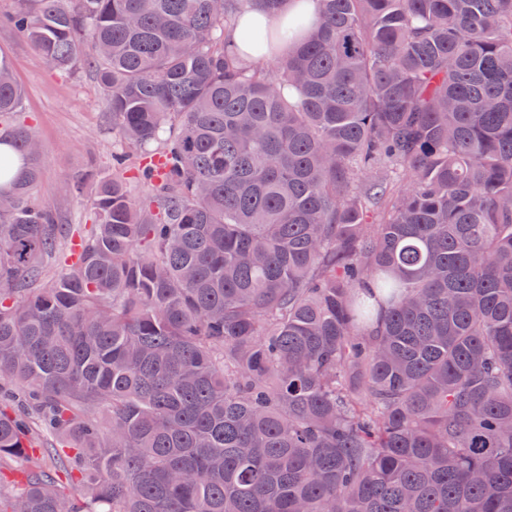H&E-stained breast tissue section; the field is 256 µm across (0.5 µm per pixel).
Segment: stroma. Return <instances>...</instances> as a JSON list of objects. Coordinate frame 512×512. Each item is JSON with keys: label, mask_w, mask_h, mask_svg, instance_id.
Returning a JSON list of instances; mask_svg holds the SVG:
<instances>
[{"label": "stroma", "mask_w": 512, "mask_h": 512, "mask_svg": "<svg viewBox=\"0 0 512 512\" xmlns=\"http://www.w3.org/2000/svg\"><path fill=\"white\" fill-rule=\"evenodd\" d=\"M19 7V0H0V56L10 60L22 89L20 119L42 145V173L32 198L69 228L55 256L46 262L51 274L93 214L91 192L75 198L65 194L61 184L91 168L111 169L112 123L96 72L87 68L65 76L48 69L40 53L7 22Z\"/></svg>", "instance_id": "obj_1"}]
</instances>
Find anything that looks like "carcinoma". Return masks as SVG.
Segmentation results:
<instances>
[{
  "instance_id": "obj_1",
  "label": "carcinoma",
  "mask_w": 512,
  "mask_h": 512,
  "mask_svg": "<svg viewBox=\"0 0 512 512\" xmlns=\"http://www.w3.org/2000/svg\"><path fill=\"white\" fill-rule=\"evenodd\" d=\"M287 2L8 19L115 145L46 275L0 57V512H512V0H314L240 57ZM289 8H291V5L287 4L285 10L276 19L271 18L261 9L248 11L241 15L235 24L228 29L226 32V37L231 41V44H234L237 47L240 56L247 58V55H249L250 51L243 43L241 38L243 29L246 27H259L267 25L274 28L284 27L288 22Z\"/></svg>"
}]
</instances>
